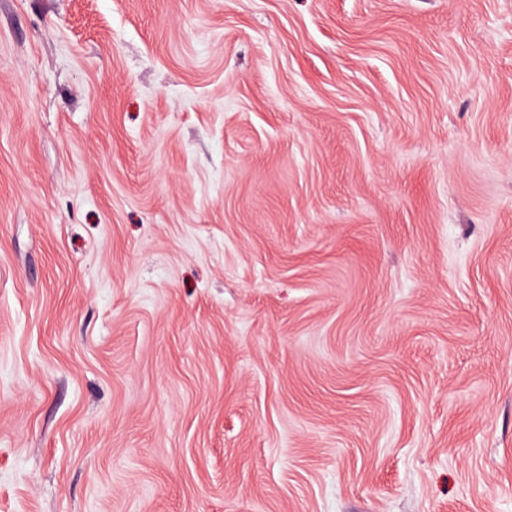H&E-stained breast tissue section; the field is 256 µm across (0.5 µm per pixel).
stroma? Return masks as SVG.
I'll return each mask as SVG.
<instances>
[{
    "instance_id": "35a3bbf8",
    "label": "stroma",
    "mask_w": 512,
    "mask_h": 512,
    "mask_svg": "<svg viewBox=\"0 0 512 512\" xmlns=\"http://www.w3.org/2000/svg\"><path fill=\"white\" fill-rule=\"evenodd\" d=\"M0 512H512V0H0Z\"/></svg>"
}]
</instances>
